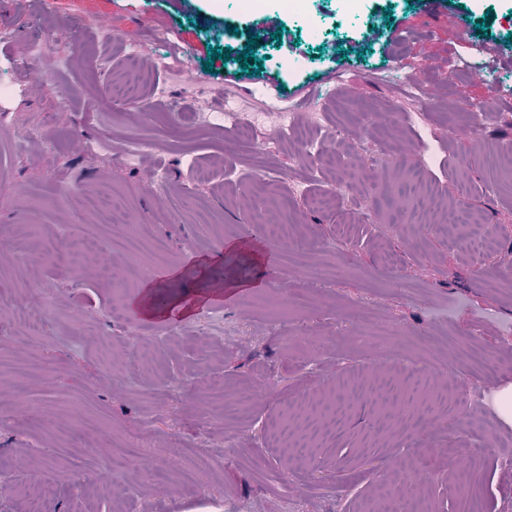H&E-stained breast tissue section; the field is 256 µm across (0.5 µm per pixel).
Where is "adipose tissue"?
I'll use <instances>...</instances> for the list:
<instances>
[{
    "label": "adipose tissue",
    "mask_w": 512,
    "mask_h": 512,
    "mask_svg": "<svg viewBox=\"0 0 512 512\" xmlns=\"http://www.w3.org/2000/svg\"><path fill=\"white\" fill-rule=\"evenodd\" d=\"M194 271L196 286L191 290L175 291L169 283L146 278L140 292L131 298V306L148 319L185 318L221 299L224 293L232 294L250 285L249 280L237 277L225 281L211 278L202 261L195 262Z\"/></svg>",
    "instance_id": "ef3b65f1"
}]
</instances>
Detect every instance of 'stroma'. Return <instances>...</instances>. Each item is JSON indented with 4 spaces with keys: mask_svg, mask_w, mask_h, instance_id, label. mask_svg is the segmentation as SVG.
Masks as SVG:
<instances>
[{
    "mask_svg": "<svg viewBox=\"0 0 512 512\" xmlns=\"http://www.w3.org/2000/svg\"><path fill=\"white\" fill-rule=\"evenodd\" d=\"M361 3L347 20L344 0H308L298 21L279 0L248 13L237 0H8L0 512H30L34 476L43 512H211L214 500L223 512H388V479L434 512L474 489L481 512L512 500V0ZM89 13L108 26L74 27ZM271 18L277 42L261 37ZM465 18L480 83L457 73ZM321 83L334 94L310 100ZM204 97L258 116L251 136L199 122ZM300 109L306 136L270 137ZM410 177L415 191L399 195ZM104 189L136 225V250L89 206ZM76 240L96 245L94 266L70 274L40 255ZM243 240L263 249L250 269L261 287L189 318L114 315L112 285L131 265L162 277L205 257L216 269ZM316 266L324 280H306ZM86 334L110 341L111 363ZM142 350L158 372L136 371ZM401 373L447 395L456 424L439 411L381 417L369 389ZM217 383L228 400L251 388L238 418L218 419ZM333 397L299 461L275 422Z\"/></svg>",
    "mask_w": 512,
    "mask_h": 512,
    "instance_id": "1",
    "label": "stroma"
}]
</instances>
